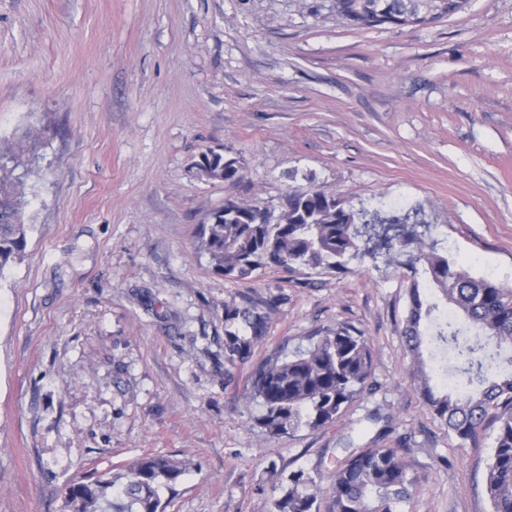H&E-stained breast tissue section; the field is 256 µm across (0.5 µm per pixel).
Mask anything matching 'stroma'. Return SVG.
<instances>
[{"label": "stroma", "instance_id": "35a3bbf8", "mask_svg": "<svg viewBox=\"0 0 512 512\" xmlns=\"http://www.w3.org/2000/svg\"><path fill=\"white\" fill-rule=\"evenodd\" d=\"M334 0H0V148L26 138L29 225L0 273V512L145 455L186 461L164 512H268L280 476L327 485L335 451L397 449L406 512H491L497 424L460 439L424 402L402 331L413 275L214 268L201 228L231 198L407 199L473 275L512 286V0L357 28ZM237 159L210 177L201 155ZM268 316L224 363V306ZM370 342L368 389L291 436L257 422L253 369L337 325ZM378 422H371L370 414ZM211 158L210 176L215 179L224 180V182L236 183L242 178L241 166L235 159H225L220 153L210 151ZM205 154L204 156H208Z\"/></svg>", "mask_w": 512, "mask_h": 512}]
</instances>
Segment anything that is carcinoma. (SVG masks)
Wrapping results in <instances>:
<instances>
[{
    "label": "carcinoma",
    "mask_w": 512,
    "mask_h": 512,
    "mask_svg": "<svg viewBox=\"0 0 512 512\" xmlns=\"http://www.w3.org/2000/svg\"><path fill=\"white\" fill-rule=\"evenodd\" d=\"M466 0H336V15L357 27L385 23H434L462 9ZM210 176L236 183L238 161L214 151ZM16 153L0 150V273L24 250L28 224L25 182L14 171ZM420 211L386 215L382 209L358 211L320 190L288 195L283 218L272 223L258 208L227 199L202 230V246L215 269L246 279L264 267L289 272L346 270L345 257L359 253L365 235L372 255L386 250L393 258L416 244L414 263L424 266L429 285L436 287L454 319L442 318L438 306L420 291L409 289L410 311L403 330L423 396L436 414L463 440H475L490 412L498 430L488 465L486 493L492 512H512V287L477 277L456 260L419 244L415 226ZM266 332V316L253 306L224 305V363L246 364L253 346ZM434 344L449 363L453 389L431 385L424 350ZM372 356L368 339L348 325L319 337L293 357H275L251 376L249 396L260 402L259 422L274 436L302 428L316 429L335 421L366 389ZM328 487L321 488L302 470L280 479L271 495L270 512H404L414 483L393 448H363L348 442ZM187 464L163 456L144 455L119 483L110 472L66 488V503L78 512H161L159 489L179 482Z\"/></svg>",
    "instance_id": "carcinoma-1"
}]
</instances>
